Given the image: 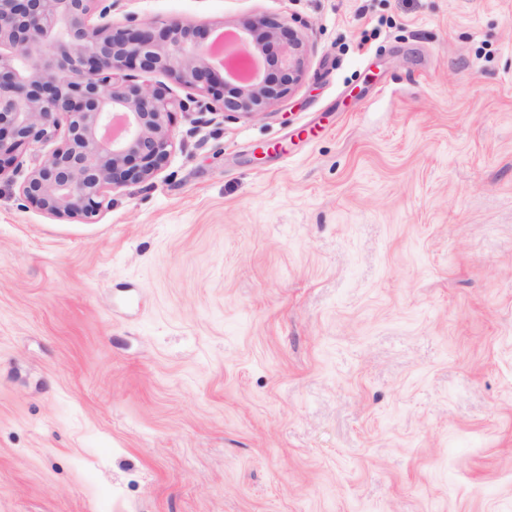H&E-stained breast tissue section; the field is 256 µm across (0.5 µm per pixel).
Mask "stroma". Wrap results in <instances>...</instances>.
Returning a JSON list of instances; mask_svg holds the SVG:
<instances>
[{"label":"stroma","mask_w":512,"mask_h":512,"mask_svg":"<svg viewBox=\"0 0 512 512\" xmlns=\"http://www.w3.org/2000/svg\"><path fill=\"white\" fill-rule=\"evenodd\" d=\"M289 23L94 220L0 182V512H512V0H117Z\"/></svg>","instance_id":"stroma-1"}]
</instances>
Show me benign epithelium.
Here are the masks:
<instances>
[{
	"label": "benign epithelium",
	"instance_id": "benign-epithelium-1",
	"mask_svg": "<svg viewBox=\"0 0 512 512\" xmlns=\"http://www.w3.org/2000/svg\"><path fill=\"white\" fill-rule=\"evenodd\" d=\"M108 0H0V177L24 149L61 139L20 184L54 218L90 221L109 192L152 179L174 148L183 99L158 73L200 96L208 112L253 115L303 73L305 45L286 23L245 20L230 32L254 59L240 76L219 38L186 20L112 21Z\"/></svg>",
	"mask_w": 512,
	"mask_h": 512
}]
</instances>
